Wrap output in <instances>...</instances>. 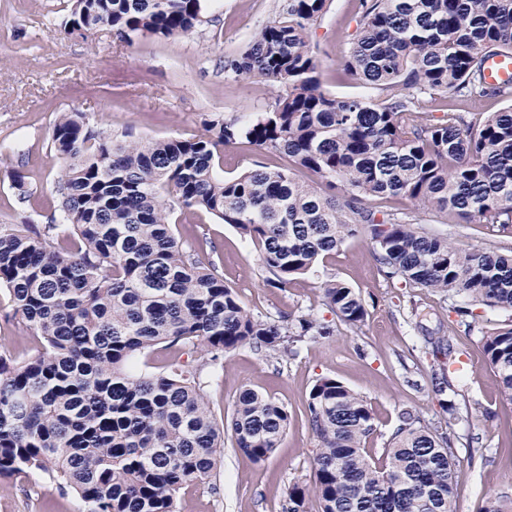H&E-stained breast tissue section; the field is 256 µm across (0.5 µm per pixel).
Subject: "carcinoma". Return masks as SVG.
I'll list each match as a JSON object with an SVG mask.
<instances>
[{
    "mask_svg": "<svg viewBox=\"0 0 512 512\" xmlns=\"http://www.w3.org/2000/svg\"><path fill=\"white\" fill-rule=\"evenodd\" d=\"M328 5L282 0L275 20L225 58L224 72L280 87L251 119L213 114L199 135L127 141L80 112L59 114L52 147L63 162L55 183L63 220L0 224V288L42 344L27 359L0 356V478L40 470L76 493L85 512H175L181 489L215 476L225 434L256 463L278 447L287 408L247 388L219 421L203 367L243 346L275 350L334 329L310 316L247 310L175 236L177 209L204 210L256 243L266 282L281 288L363 235L389 277L467 297L470 305L453 306L466 329L479 324L476 306L512 311V256L461 251L371 206L396 198L466 224L512 226V104L484 111L491 97L512 100V85L484 76L488 56L512 54V0H362L341 68L388 91L378 99L323 89L308 32ZM201 12L202 0H73L60 29L81 37L107 29L131 46L185 34ZM236 143L289 165L257 162L226 179L217 167ZM322 291L343 324L364 323L359 291L336 280ZM162 343L201 347L208 358L136 371L134 362ZM483 350L512 402V325L484 333ZM435 394L448 420L461 419L445 386ZM304 416L317 442L314 480L288 487L283 512H306L312 497L319 512H453L449 435L404 412L379 466L364 446L375 431L371 407L333 377L315 382Z\"/></svg>",
    "mask_w": 512,
    "mask_h": 512,
    "instance_id": "carcinoma-1",
    "label": "carcinoma"
}]
</instances>
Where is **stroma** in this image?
Returning a JSON list of instances; mask_svg holds the SVG:
<instances>
[{"instance_id": "stroma-1", "label": "stroma", "mask_w": 512, "mask_h": 512, "mask_svg": "<svg viewBox=\"0 0 512 512\" xmlns=\"http://www.w3.org/2000/svg\"><path fill=\"white\" fill-rule=\"evenodd\" d=\"M279 0H205L202 20L183 35L147 37L133 46L110 31L65 37L61 20L71 0H0V224L59 216L55 180L62 162L51 146L62 112H81L97 128L118 136L165 140L202 130L211 113L249 118L276 97V84L225 73L224 57L244 48L271 22ZM361 14L360 0H332L310 46L325 91L338 97H379L380 91L347 76L339 62ZM25 176L17 191L14 172ZM381 211L409 212L426 231L457 248L512 249V228L462 224L405 200H374ZM175 234L238 292L251 312L278 318L310 314L333 321L321 284L339 280L360 291L368 312L360 326L338 325L334 335L308 339L276 352L241 347L222 364L205 368V392L217 418H229L240 390L252 388L287 407L290 424L278 448L261 463L225 445L216 478L180 491L176 512H282L289 485L313 480L316 441L305 418L308 394L330 376L360 393L372 407L375 431L366 448L381 457L409 409L446 430L454 442V512H481L496 495L512 497V402L500 394L487 365L482 335L456 323L446 293L414 288L385 275L365 237L347 240L320 260L315 273L284 288L267 284L258 248L207 212H174ZM443 339L468 368L449 375L462 421H449L434 394L438 366L425 341ZM38 345L0 291V355L23 359ZM0 512H84L83 502L39 473L0 479Z\"/></svg>"}]
</instances>
